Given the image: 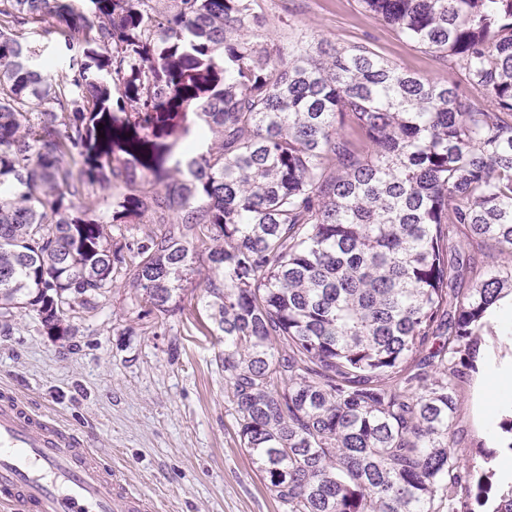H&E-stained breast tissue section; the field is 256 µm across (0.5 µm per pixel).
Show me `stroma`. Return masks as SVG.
<instances>
[{"instance_id": "obj_1", "label": "stroma", "mask_w": 512, "mask_h": 512, "mask_svg": "<svg viewBox=\"0 0 512 512\" xmlns=\"http://www.w3.org/2000/svg\"><path fill=\"white\" fill-rule=\"evenodd\" d=\"M258 3L280 40L367 44L421 77L448 78L446 66L359 0ZM207 275L204 263L189 274L182 314H138L115 288L95 308L68 311V336L49 335L36 313L16 318L0 331V389L87 436L101 462L152 497L158 512H286L237 440L219 365L224 338L199 300ZM481 349L455 423L461 451L479 466L486 452H512L486 435L476 400L480 373L512 353V341L488 333Z\"/></svg>"}]
</instances>
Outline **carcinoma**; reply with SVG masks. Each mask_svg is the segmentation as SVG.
I'll return each instance as SVG.
<instances>
[{
  "label": "carcinoma",
  "instance_id": "carcinoma-1",
  "mask_svg": "<svg viewBox=\"0 0 512 512\" xmlns=\"http://www.w3.org/2000/svg\"><path fill=\"white\" fill-rule=\"evenodd\" d=\"M81 2L0 0V323L66 336L120 269L175 314L204 256L236 437L288 512H512L454 430L512 295V0H360L463 88L285 45L256 0ZM475 241L505 261L477 274ZM129 228V232L126 234V240L120 237L114 236V240L112 242V248H115V244L117 246H123L125 242H133V240L141 239L146 237L147 235H153L154 233H159L161 229H163L164 224H127ZM123 253L125 255L126 261L129 262L132 259L133 253L128 251L125 247L123 249Z\"/></svg>",
  "mask_w": 512,
  "mask_h": 512
}]
</instances>
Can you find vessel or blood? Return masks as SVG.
<instances>
[{
    "label": "vessel or blood",
    "mask_w": 512,
    "mask_h": 512,
    "mask_svg": "<svg viewBox=\"0 0 512 512\" xmlns=\"http://www.w3.org/2000/svg\"><path fill=\"white\" fill-rule=\"evenodd\" d=\"M76 430L0 391V512H155Z\"/></svg>",
    "instance_id": "1"
}]
</instances>
